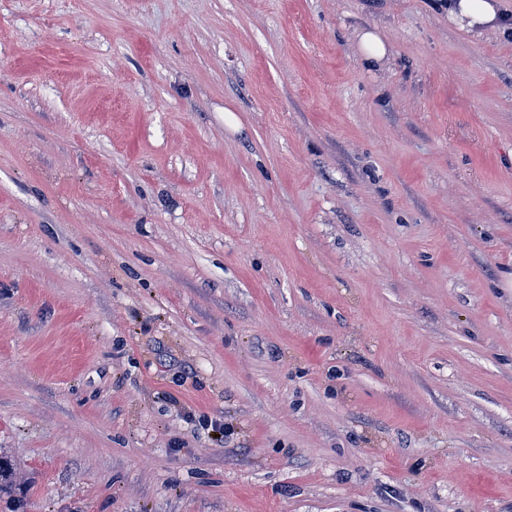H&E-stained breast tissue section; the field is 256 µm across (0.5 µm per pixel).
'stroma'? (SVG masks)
<instances>
[{"mask_svg": "<svg viewBox=\"0 0 512 512\" xmlns=\"http://www.w3.org/2000/svg\"><path fill=\"white\" fill-rule=\"evenodd\" d=\"M0 455V512H512V27L0 0ZM358 39L366 61L381 62L386 58V45L378 33L373 31H361Z\"/></svg>", "mask_w": 512, "mask_h": 512, "instance_id": "1", "label": "stroma"}]
</instances>
